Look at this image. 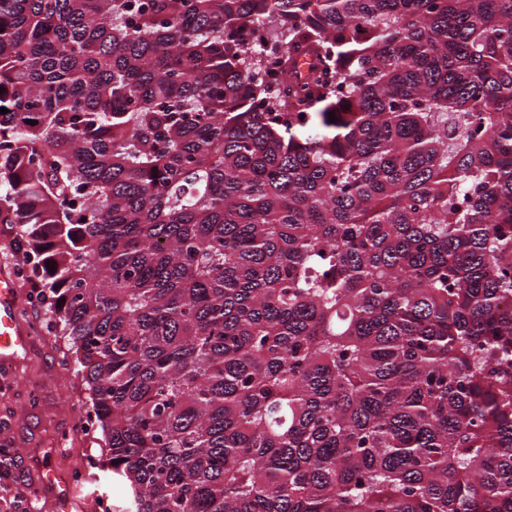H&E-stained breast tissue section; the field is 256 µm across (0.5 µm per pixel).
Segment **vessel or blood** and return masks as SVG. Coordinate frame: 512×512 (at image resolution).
<instances>
[{"mask_svg":"<svg viewBox=\"0 0 512 512\" xmlns=\"http://www.w3.org/2000/svg\"><path fill=\"white\" fill-rule=\"evenodd\" d=\"M19 292L13 272L0 268V378L10 379L20 353L31 341L30 331L17 316ZM40 482L49 498L62 512H68L75 501L76 489L63 474L45 470Z\"/></svg>","mask_w":512,"mask_h":512,"instance_id":"1","label":"vessel or blood"}]
</instances>
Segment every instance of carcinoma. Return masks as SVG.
<instances>
[{"label":"carcinoma","instance_id":"1","mask_svg":"<svg viewBox=\"0 0 512 512\" xmlns=\"http://www.w3.org/2000/svg\"><path fill=\"white\" fill-rule=\"evenodd\" d=\"M1 108L119 512H512V0H0Z\"/></svg>","mask_w":512,"mask_h":512}]
</instances>
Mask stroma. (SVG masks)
I'll list each match as a JSON object with an SVG mask.
<instances>
[{
    "mask_svg": "<svg viewBox=\"0 0 512 512\" xmlns=\"http://www.w3.org/2000/svg\"><path fill=\"white\" fill-rule=\"evenodd\" d=\"M14 225L0 224V266L17 271L19 317L24 325L48 320L49 310L31 304L30 284L21 277V254L15 253ZM64 341L46 335L33 337L16 363L13 378L0 388V448L20 454L21 462L10 480L0 482V512H19L32 504L34 512H56L52 502L39 493V471L50 467L61 473L84 470L81 494L71 512H94L98 500L113 499L112 474L102 466L107 451L103 434L86 439L75 432L74 408L88 405L89 392L74 371L63 368ZM39 386L41 400H28L30 386Z\"/></svg>",
    "mask_w": 512,
    "mask_h": 512,
    "instance_id": "1",
    "label": "stroma"
}]
</instances>
